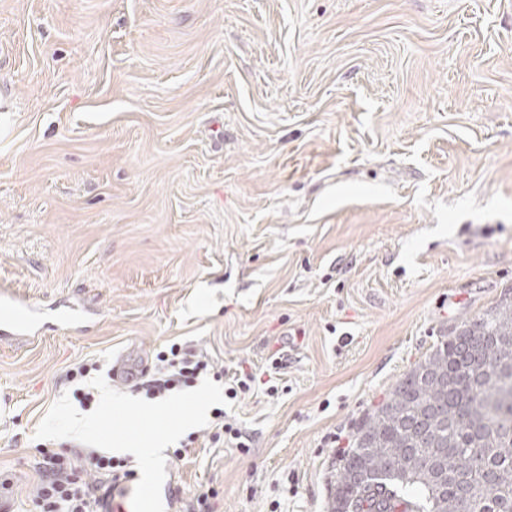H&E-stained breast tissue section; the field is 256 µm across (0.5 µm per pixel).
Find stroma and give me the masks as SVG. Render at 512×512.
Instances as JSON below:
<instances>
[{
    "instance_id": "stroma-1",
    "label": "stroma",
    "mask_w": 512,
    "mask_h": 512,
    "mask_svg": "<svg viewBox=\"0 0 512 512\" xmlns=\"http://www.w3.org/2000/svg\"><path fill=\"white\" fill-rule=\"evenodd\" d=\"M510 290L512 0H0V293L93 314L0 345L13 512L69 373L142 398L114 366L175 342L282 367L163 500L329 512L363 418Z\"/></svg>"
}]
</instances>
